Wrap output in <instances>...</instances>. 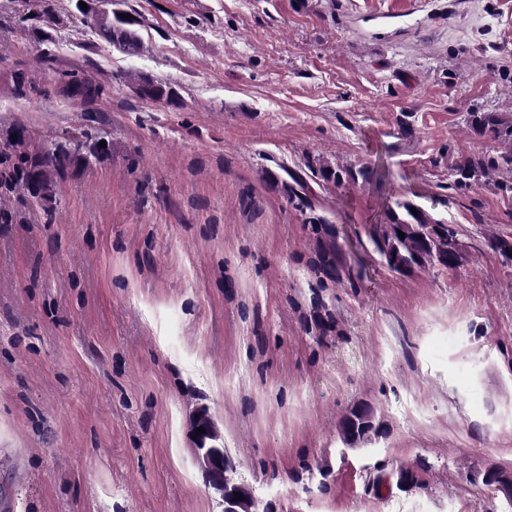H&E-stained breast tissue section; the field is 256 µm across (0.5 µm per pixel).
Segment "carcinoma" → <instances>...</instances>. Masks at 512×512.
<instances>
[{
  "label": "carcinoma",
  "instance_id": "cac0c4a2",
  "mask_svg": "<svg viewBox=\"0 0 512 512\" xmlns=\"http://www.w3.org/2000/svg\"><path fill=\"white\" fill-rule=\"evenodd\" d=\"M22 14L18 23L29 36L46 44L56 42L57 33L66 23H79L89 28L108 44H117L128 52L139 48L140 38L134 28H117L110 24H100L101 15L96 8L87 12L74 9L67 20H62L55 8V0H22ZM15 94L26 97L36 91V82L23 70H17L12 77ZM62 92L69 98H77L83 104L92 106L108 95L109 88L91 76L75 73L60 74ZM135 94L149 101H172L175 92L149 79H141L134 86ZM466 125L476 136L497 142L505 150L496 153L471 154L456 158L449 167L451 187L466 190L485 182L491 174L502 170L512 172V117L502 112L467 113ZM108 137L105 131L95 134L85 133L80 137L65 140H47L39 153L30 155L26 151L27 131L15 127L0 137V160L11 163L10 177L22 183L28 192L36 193L42 204L55 198L54 178L72 167L100 161L109 154V148L100 147L102 139ZM317 175L326 184L336 188L358 181L370 179L371 172L366 167L339 166L329 162L319 164ZM412 203L398 202L388 209L387 221L382 234L375 240L378 252L394 271L406 273L425 263L453 269L461 261V252L456 232L451 225L433 218L419 208L417 213L410 211ZM405 233L401 238L398 232ZM320 265L341 273L347 264L342 246L330 240L319 250ZM375 432L372 414L367 408L352 410L341 426L343 439L357 443Z\"/></svg>",
  "mask_w": 512,
  "mask_h": 512
}]
</instances>
